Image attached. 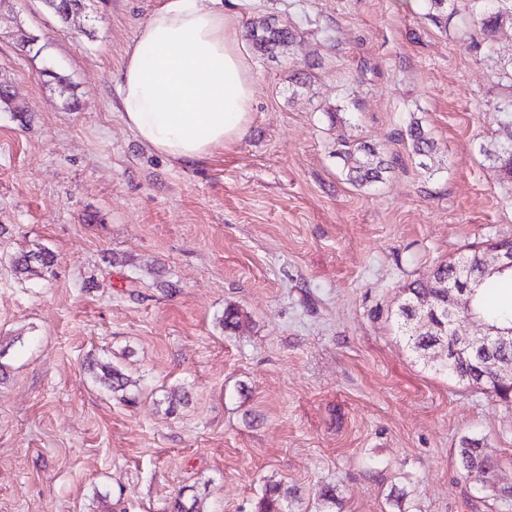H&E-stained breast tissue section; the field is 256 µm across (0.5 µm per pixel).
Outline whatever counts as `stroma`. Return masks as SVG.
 I'll return each instance as SVG.
<instances>
[{"label": "stroma", "mask_w": 512, "mask_h": 512, "mask_svg": "<svg viewBox=\"0 0 512 512\" xmlns=\"http://www.w3.org/2000/svg\"><path fill=\"white\" fill-rule=\"evenodd\" d=\"M161 2L86 0L68 23L42 0L0 9V252L58 256L26 281L0 263V512H254L267 483L297 488L288 512H512L456 456L478 442L512 484V408L393 327L410 283L512 238V178L489 158L512 134V81L490 76L512 71V27L490 56L470 0L438 24L427 0H223L238 35L272 16L298 37L273 57L244 45L249 130L189 163L120 117ZM415 121L438 144L428 169ZM342 140L388 160L380 182H348ZM95 359L136 378L128 400ZM175 386L188 404L169 406ZM407 136L411 141L413 153L423 159L419 164L428 169V164L425 162V159L432 160L431 158L437 152V144L426 134L418 122L410 124L407 129Z\"/></svg>", "instance_id": "obj_1"}]
</instances>
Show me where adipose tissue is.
I'll return each instance as SVG.
<instances>
[{
    "instance_id": "ef3b65f1",
    "label": "adipose tissue",
    "mask_w": 512,
    "mask_h": 512,
    "mask_svg": "<svg viewBox=\"0 0 512 512\" xmlns=\"http://www.w3.org/2000/svg\"><path fill=\"white\" fill-rule=\"evenodd\" d=\"M118 92L122 121L159 154L198 161L239 142L256 82L222 0H164L139 26Z\"/></svg>"
}]
</instances>
